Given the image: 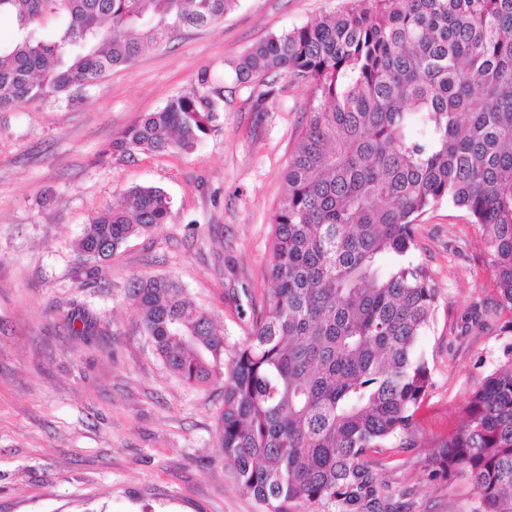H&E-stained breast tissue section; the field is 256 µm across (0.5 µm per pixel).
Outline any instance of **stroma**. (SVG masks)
I'll list each match as a JSON object with an SVG mask.
<instances>
[{
  "instance_id": "1",
  "label": "stroma",
  "mask_w": 512,
  "mask_h": 512,
  "mask_svg": "<svg viewBox=\"0 0 512 512\" xmlns=\"http://www.w3.org/2000/svg\"><path fill=\"white\" fill-rule=\"evenodd\" d=\"M344 3L239 0L222 20L113 69L80 104L0 111V512H259L218 446L221 388L165 368L124 288L136 274L175 278L226 344L247 336L270 288L272 215L312 96L284 76L267 111H254L262 82L236 83L230 63ZM204 69L224 89V113L193 151L106 153ZM135 186L169 195L166 223L88 272L75 241ZM414 234L413 258L439 286L415 348L431 371L419 418L433 440L503 362L512 333L475 319L496 299L479 226L443 202ZM82 307L109 327L81 335ZM382 478L399 512L470 510L469 483L430 479L418 453L399 454Z\"/></svg>"
}]
</instances>
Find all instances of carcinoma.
Returning a JSON list of instances; mask_svg holds the SVG:
<instances>
[{"instance_id": "carcinoma-1", "label": "carcinoma", "mask_w": 512, "mask_h": 512, "mask_svg": "<svg viewBox=\"0 0 512 512\" xmlns=\"http://www.w3.org/2000/svg\"><path fill=\"white\" fill-rule=\"evenodd\" d=\"M237 0H0L18 34L0 46V110L50 97L75 104L106 73ZM64 18L55 38L37 31ZM243 83L281 76L313 106L273 214L271 288L232 346L178 281L134 275L125 294L166 368L224 389L219 447L261 512H387L379 470L421 449L434 479L471 484L470 512H512V347L459 408L448 436L422 441L432 385L415 356L439 287L412 260L413 226L448 201L481 227L496 272L494 315L512 332V0H348L326 19L273 35L232 62ZM140 116L109 152L191 151L215 130L224 93L209 73ZM171 199L137 186L76 243L102 263L166 222Z\"/></svg>"}]
</instances>
